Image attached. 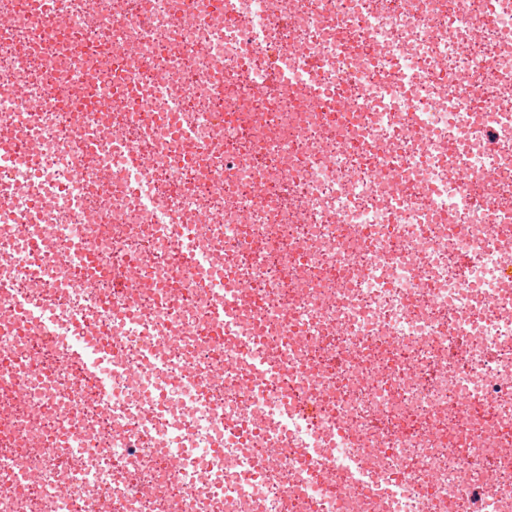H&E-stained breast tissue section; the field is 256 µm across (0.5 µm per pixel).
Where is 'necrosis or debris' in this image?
I'll return each mask as SVG.
<instances>
[{
	"instance_id": "1",
	"label": "necrosis or debris",
	"mask_w": 512,
	"mask_h": 512,
	"mask_svg": "<svg viewBox=\"0 0 512 512\" xmlns=\"http://www.w3.org/2000/svg\"><path fill=\"white\" fill-rule=\"evenodd\" d=\"M50 2L39 27L0 0V135L47 159L0 167V312L51 308L0 325V354L30 362L0 375V512L104 493L115 512H512V222L469 204L512 199V0ZM481 57L494 141L453 86ZM276 68L324 94L260 90ZM196 240L207 283L181 265ZM90 339L112 349L104 391L67 362ZM213 321L220 328L223 327L226 336L233 333V306L226 294L218 295L215 300Z\"/></svg>"
}]
</instances>
